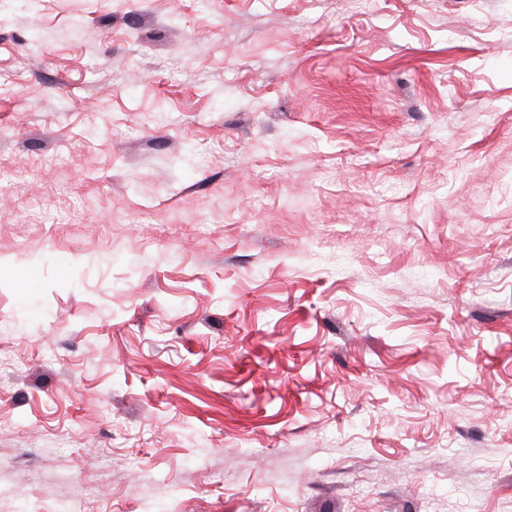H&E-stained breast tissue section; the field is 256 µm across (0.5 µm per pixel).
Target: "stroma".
<instances>
[{
  "instance_id": "1",
  "label": "stroma",
  "mask_w": 512,
  "mask_h": 512,
  "mask_svg": "<svg viewBox=\"0 0 512 512\" xmlns=\"http://www.w3.org/2000/svg\"><path fill=\"white\" fill-rule=\"evenodd\" d=\"M512 512V0H0V512Z\"/></svg>"
}]
</instances>
